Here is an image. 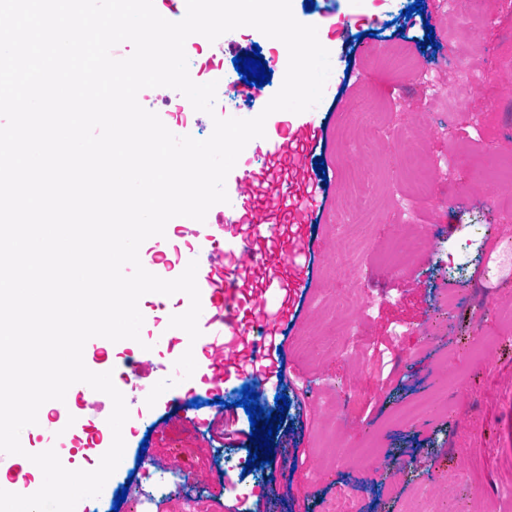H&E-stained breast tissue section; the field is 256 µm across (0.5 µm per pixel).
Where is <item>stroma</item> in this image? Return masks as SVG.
<instances>
[{
	"instance_id": "1",
	"label": "stroma",
	"mask_w": 512,
	"mask_h": 512,
	"mask_svg": "<svg viewBox=\"0 0 512 512\" xmlns=\"http://www.w3.org/2000/svg\"><path fill=\"white\" fill-rule=\"evenodd\" d=\"M292 0L295 16L317 26L333 61L327 81L333 92L308 110L322 123L324 140L316 157L325 161L327 185L312 208L310 276L296 297V313L285 328L284 376L270 374L259 400L264 410L287 395V435L276 448L295 444L278 475L247 468L253 446L251 425L238 401L242 380L225 383L221 403L198 382L185 387L174 419L165 403L146 407L125 430V455L89 512H329L340 492L359 499V512H406L420 486L436 507L456 512H512V283L497 282L494 263L512 254V191L487 193L488 184L512 177V98L500 84L512 81V0H462L463 10L482 17L463 29L449 15L447 0ZM420 4L421 10L406 9ZM434 45H426V37ZM259 47L272 71L269 83L232 94L233 106H260L283 80L278 40L241 27L216 42L189 40L185 52L197 61L198 83L211 65L227 80L238 72L235 56ZM405 48L437 77L426 84L386 74L377 89L362 79L367 66H381ZM489 49L495 80L475 96V82L449 77L453 52ZM353 61L343 68L340 60ZM142 107L162 115L175 135L192 130L209 136V115L182 110L183 96L161 101L156 88L138 95ZM350 112L369 113L373 123L412 131L424 160L448 153L450 139L464 141L460 155L467 183L444 182L431 199L411 194L410 174L397 164L387 140H372L368 126L350 124ZM431 224L434 254L418 255L399 279L383 267L390 240L406 237L408 224ZM347 251L352 268L337 269L331 256ZM362 287L369 304L362 317L337 309V297ZM181 294L141 298L146 320L142 340L152 345L157 365L169 366L188 345L176 329L149 321L157 308L177 311ZM361 319L370 341L343 349L337 325ZM473 389L459 399L457 382ZM356 395H349V388ZM438 396L436 410L413 424L400 421L410 403ZM232 413L235 432L225 439L218 420ZM375 445L373 457L354 454L339 463L334 448ZM135 474L141 494L116 502L117 490Z\"/></svg>"
}]
</instances>
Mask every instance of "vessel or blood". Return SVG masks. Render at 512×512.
I'll list each match as a JSON object with an SVG mask.
<instances>
[{"mask_svg":"<svg viewBox=\"0 0 512 512\" xmlns=\"http://www.w3.org/2000/svg\"><path fill=\"white\" fill-rule=\"evenodd\" d=\"M321 140V128L312 120L294 126L284 123L274 133L253 139L247 148L263 157V167L257 173H236L229 190L230 197L246 203L244 213L232 220L224 205L217 204L205 222L194 220L175 228L177 234L198 239L200 252L209 258L232 257L228 266L210 270L202 265L197 272L202 305L197 344L204 356L208 391L221 390L234 376L259 385L267 380L266 352L282 336L293 296L306 283L298 257L309 246L311 204L318 194L308 156ZM168 242V237H155L151 250L141 255L149 272L162 275ZM121 379L131 404L142 405L158 381L148 350L136 348ZM73 390L79 407L97 412L98 424L106 425L100 414L103 393L84 383L74 384ZM46 407L47 415L39 416L34 426L39 448L60 454L73 418L67 403L50 401ZM41 476L26 457L0 453V489L30 495L38 490Z\"/></svg>","mask_w":512,"mask_h":512,"instance_id":"obj_1","label":"vessel or blood"}]
</instances>
